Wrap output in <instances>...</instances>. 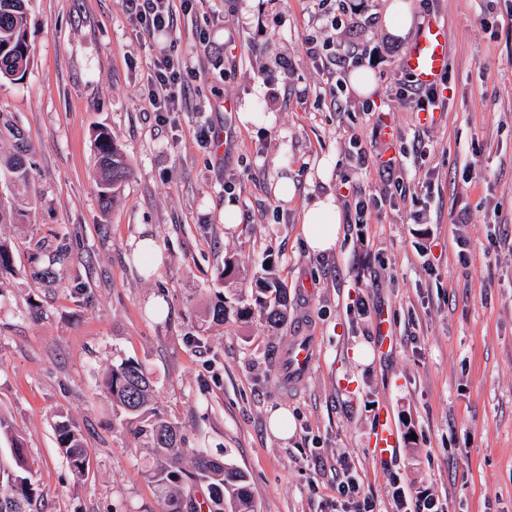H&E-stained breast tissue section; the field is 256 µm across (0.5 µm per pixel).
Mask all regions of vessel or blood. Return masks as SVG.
<instances>
[{
  "label": "vessel or blood",
  "instance_id": "b4317fda",
  "mask_svg": "<svg viewBox=\"0 0 512 512\" xmlns=\"http://www.w3.org/2000/svg\"><path fill=\"white\" fill-rule=\"evenodd\" d=\"M402 66L416 84L430 87L438 84L448 67V32L439 22L427 23L418 33L405 55ZM313 362V346L302 338L294 339L288 349V370L294 375L306 374ZM399 446V436L388 414H381L372 441L376 456H391Z\"/></svg>",
  "mask_w": 512,
  "mask_h": 512
}]
</instances>
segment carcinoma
<instances>
[{"mask_svg":"<svg viewBox=\"0 0 512 512\" xmlns=\"http://www.w3.org/2000/svg\"><path fill=\"white\" fill-rule=\"evenodd\" d=\"M27 3L28 0H0V66L30 65L31 53H19L13 42L16 35L27 31ZM95 145L99 193L108 201L111 191L128 176L129 167L108 131H99ZM261 270L254 280L255 302L268 325L278 329L288 318L286 290L280 287L272 263H263ZM104 385L126 414L128 424L135 425V433L151 445L155 463L146 475L163 499L164 512H201L203 505L208 512H254L244 471L227 460L218 464L207 455L187 456L182 448L181 427L152 404L154 383L139 363L123 360L113 365ZM56 434L73 475L84 476L90 459L83 434L68 420L57 423ZM203 486L208 497L201 502L196 492ZM38 497L25 448L14 438L9 456H0V512H35Z\"/></svg>","mask_w":512,"mask_h":512,"instance_id":"1","label":"carcinoma"}]
</instances>
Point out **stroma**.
Masks as SVG:
<instances>
[{
    "mask_svg": "<svg viewBox=\"0 0 512 512\" xmlns=\"http://www.w3.org/2000/svg\"><path fill=\"white\" fill-rule=\"evenodd\" d=\"M387 2L195 0L187 11L172 0L168 42L126 0H29L28 72L0 81V159L28 154L25 185L0 174V242L13 254L0 275V412L25 442L40 512H163L142 473L150 452L102 384L125 359L153 377L189 451L247 473L256 512H335L344 461L379 512H392L394 477L449 512H512V0H409L414 30H448L445 107L431 123L400 97L413 38L389 37ZM333 17L343 25L330 32ZM327 34L354 55L312 60L306 37ZM167 52L190 72L180 111L163 115L147 89ZM359 66L375 77L365 97L348 86ZM101 128L130 168L108 205L94 178ZM390 150L402 159L393 182L379 169ZM352 185L381 208L357 218ZM328 194L342 231L315 253L304 215ZM144 233L162 250L152 273L129 253ZM230 255L251 270L274 262L282 329L256 309L206 322L218 300L251 297V280L225 275ZM295 336L315 346L296 381L284 362ZM363 348L370 363L354 357ZM276 408L294 420L288 438L268 429ZM384 410L400 445L377 459ZM63 417L87 443L79 479L56 441Z\"/></svg>",
    "mask_w": 512,
    "mask_h": 512,
    "instance_id": "35a3bbf8",
    "label": "stroma"
}]
</instances>
